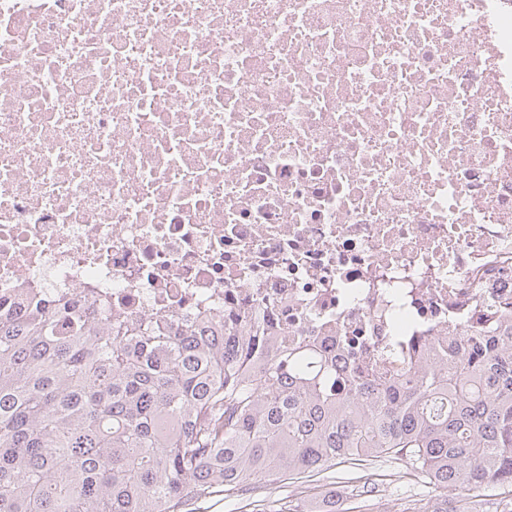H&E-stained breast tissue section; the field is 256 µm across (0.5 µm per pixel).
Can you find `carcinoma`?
I'll return each instance as SVG.
<instances>
[{
  "label": "carcinoma",
  "instance_id": "carcinoma-1",
  "mask_svg": "<svg viewBox=\"0 0 512 512\" xmlns=\"http://www.w3.org/2000/svg\"><path fill=\"white\" fill-rule=\"evenodd\" d=\"M413 345L381 377L264 314L121 320L60 295L0 308V512H185L228 487L403 461L434 502L512 488V326ZM266 496L253 512H295Z\"/></svg>",
  "mask_w": 512,
  "mask_h": 512
}]
</instances>
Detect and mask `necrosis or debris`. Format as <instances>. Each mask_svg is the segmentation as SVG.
<instances>
[{
	"mask_svg": "<svg viewBox=\"0 0 512 512\" xmlns=\"http://www.w3.org/2000/svg\"><path fill=\"white\" fill-rule=\"evenodd\" d=\"M270 309L399 371L512 318V0H0V304Z\"/></svg>",
	"mask_w": 512,
	"mask_h": 512,
	"instance_id": "necrosis-or-debris-1",
	"label": "necrosis or debris"
}]
</instances>
